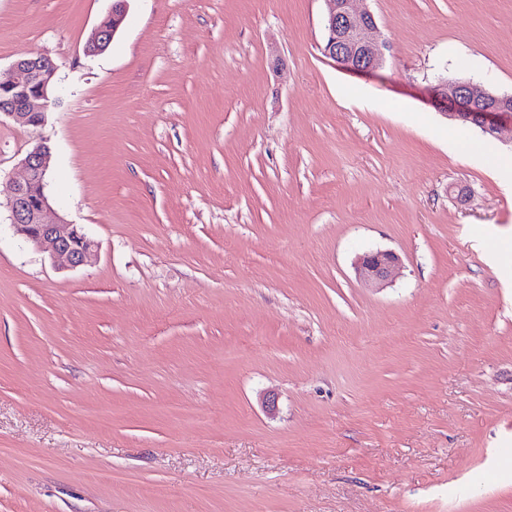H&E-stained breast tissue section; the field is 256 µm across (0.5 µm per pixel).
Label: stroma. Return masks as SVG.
<instances>
[{
	"label": "stroma",
	"mask_w": 512,
	"mask_h": 512,
	"mask_svg": "<svg viewBox=\"0 0 512 512\" xmlns=\"http://www.w3.org/2000/svg\"><path fill=\"white\" fill-rule=\"evenodd\" d=\"M112 3L0 0L61 98L0 120V512H512V126L429 103L512 92V0H367L370 75L326 0H129L86 54ZM41 141L77 268L10 227ZM113 2L112 10L89 37L85 47L86 53L94 54L103 51L122 25L126 15L128 0H113ZM330 2L324 20L322 53L351 73H374L384 63L385 42L379 38L374 15L358 4L367 0ZM431 103L448 119L473 124L492 137L503 122L512 124V93H494L471 79L439 80ZM398 257L390 251H374L360 257L357 273L365 283L383 286L391 279Z\"/></svg>",
	"instance_id": "stroma-1"
}]
</instances>
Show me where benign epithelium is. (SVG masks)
I'll use <instances>...</instances> for the list:
<instances>
[{"mask_svg":"<svg viewBox=\"0 0 512 512\" xmlns=\"http://www.w3.org/2000/svg\"><path fill=\"white\" fill-rule=\"evenodd\" d=\"M128 0H113L112 10L89 37L85 51L104 50L122 25ZM324 20L326 38L322 53L351 73H373L384 63L385 42L379 38L374 15L360 5L362 0H328ZM13 70L0 75V117L37 128L59 100L55 96L57 67L47 57L17 60ZM431 103L451 120L470 123L489 136H496L504 122L512 124V93L498 94L471 79H441ZM51 149L38 142L22 160L23 179L14 183L8 202L11 225L17 235L50 253L54 258L79 267L91 258L95 243L76 224L59 217L46 221L50 204L45 194ZM398 257L390 251H374L360 257L357 273L368 284L383 286L391 279Z\"/></svg>","mask_w":512,"mask_h":512,"instance_id":"1","label":"benign epithelium"}]
</instances>
